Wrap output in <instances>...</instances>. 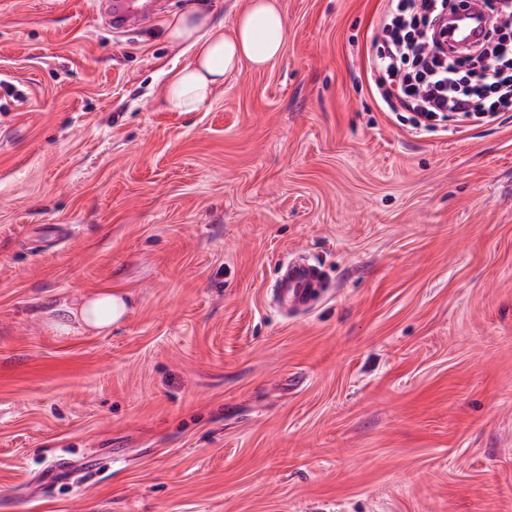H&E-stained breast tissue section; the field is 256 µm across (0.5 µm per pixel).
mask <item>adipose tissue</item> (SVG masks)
<instances>
[{
  "label": "adipose tissue",
  "instance_id": "adipose-tissue-1",
  "mask_svg": "<svg viewBox=\"0 0 512 512\" xmlns=\"http://www.w3.org/2000/svg\"><path fill=\"white\" fill-rule=\"evenodd\" d=\"M165 37L173 43L188 44L194 55L166 80L162 104L171 112H194L241 63L264 68L275 62L288 39V27L276 0H248L232 29L214 22L204 8L193 6L169 23ZM126 309L120 294L103 289L84 297L80 304L58 306L59 318L54 325L67 331L76 323L83 329L104 333L124 316Z\"/></svg>",
  "mask_w": 512,
  "mask_h": 512
}]
</instances>
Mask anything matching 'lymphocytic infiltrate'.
<instances>
[{"mask_svg": "<svg viewBox=\"0 0 512 512\" xmlns=\"http://www.w3.org/2000/svg\"><path fill=\"white\" fill-rule=\"evenodd\" d=\"M448 0H386L380 25L388 35L370 68L387 111L412 115V130L452 116L457 121L495 122L512 111V40L492 49L490 75H474L464 61L449 62L436 32Z\"/></svg>", "mask_w": 512, "mask_h": 512, "instance_id": "f902f5d3", "label": "lymphocytic infiltrate"}]
</instances>
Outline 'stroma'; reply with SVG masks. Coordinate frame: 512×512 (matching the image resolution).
Wrapping results in <instances>:
<instances>
[{"label":"stroma","mask_w":512,"mask_h":512,"mask_svg":"<svg viewBox=\"0 0 512 512\" xmlns=\"http://www.w3.org/2000/svg\"><path fill=\"white\" fill-rule=\"evenodd\" d=\"M200 1L246 3L0 0V512H512V112H384L383 0H277L273 65L165 111ZM103 288L109 333L54 328ZM102 4L106 21L114 32L134 31L157 12L155 0H106ZM321 284V271L304 258L295 254L281 266L273 288V303L284 314L298 315L309 306Z\"/></svg>","instance_id":"obj_1"}]
</instances>
